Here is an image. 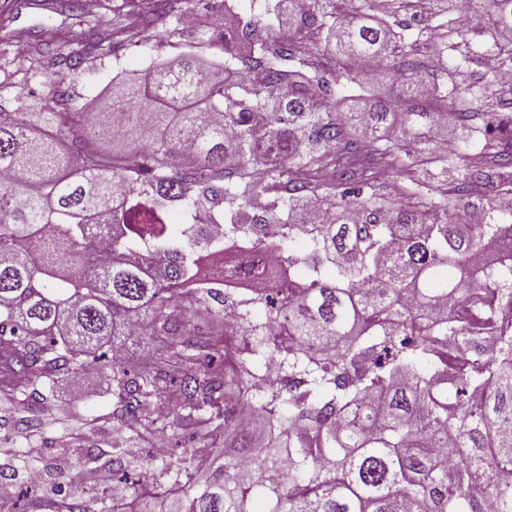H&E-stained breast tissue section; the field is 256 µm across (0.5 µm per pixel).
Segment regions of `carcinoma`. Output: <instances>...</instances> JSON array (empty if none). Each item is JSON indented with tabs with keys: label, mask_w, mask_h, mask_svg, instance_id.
Returning a JSON list of instances; mask_svg holds the SVG:
<instances>
[{
	"label": "carcinoma",
	"mask_w": 512,
	"mask_h": 512,
	"mask_svg": "<svg viewBox=\"0 0 512 512\" xmlns=\"http://www.w3.org/2000/svg\"><path fill=\"white\" fill-rule=\"evenodd\" d=\"M427 6L413 28L373 0H272L263 24L202 34L224 55L220 78L188 53L94 113L60 79L39 112L0 95V403L68 423L54 382L90 363L112 371V416L90 421L112 426L110 449L83 451L71 489L33 508L91 512L82 474L108 467L161 512H512V117L486 111L512 70V0ZM107 8L130 22L89 25L63 55L47 28L31 59L62 74L184 22L181 0ZM463 8L476 27L457 23ZM477 38L492 67L448 86ZM370 60L387 98L370 94ZM426 175L453 187L430 196ZM271 189L266 223L314 213L309 250L290 230L257 228L251 197ZM175 202L191 220L212 214L234 247L279 250L278 288L224 292L219 279L247 267L200 277L224 241L167 223ZM37 224L53 225L49 239ZM227 304L247 326L254 310L268 318L235 359L216 329ZM137 329L149 358L130 370L109 352ZM267 357L279 383L262 394L248 380ZM166 402L167 417L144 418ZM36 453L13 456L0 478L34 469Z\"/></svg>",
	"instance_id": "1"
}]
</instances>
